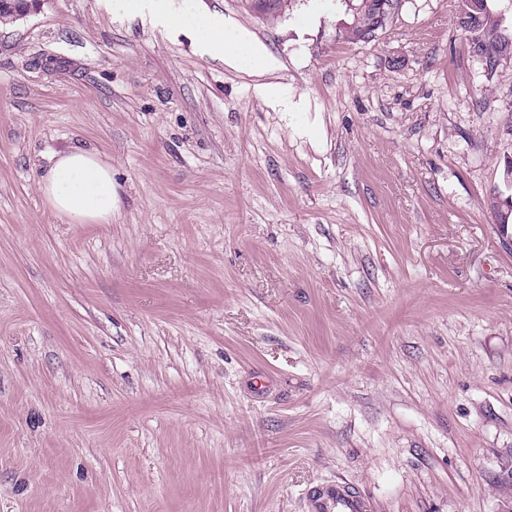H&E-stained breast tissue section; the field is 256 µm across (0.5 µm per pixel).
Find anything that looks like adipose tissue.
<instances>
[{
  "instance_id": "adipose-tissue-1",
  "label": "adipose tissue",
  "mask_w": 512,
  "mask_h": 512,
  "mask_svg": "<svg viewBox=\"0 0 512 512\" xmlns=\"http://www.w3.org/2000/svg\"><path fill=\"white\" fill-rule=\"evenodd\" d=\"M132 9L150 10L157 25L192 29L200 42L224 54L226 64L254 73L275 68L272 56L238 24L186 11L179 0H131ZM51 210L70 224H108L116 208L112 165L80 147L55 153L40 181Z\"/></svg>"
}]
</instances>
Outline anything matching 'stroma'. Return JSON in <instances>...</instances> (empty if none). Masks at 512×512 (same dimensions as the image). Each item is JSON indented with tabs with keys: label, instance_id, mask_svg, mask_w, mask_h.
<instances>
[{
	"label": "stroma",
	"instance_id": "35a3bbf8",
	"mask_svg": "<svg viewBox=\"0 0 512 512\" xmlns=\"http://www.w3.org/2000/svg\"><path fill=\"white\" fill-rule=\"evenodd\" d=\"M277 61L259 78L128 0L0 23V512H500L512 463V61L459 0H190ZM272 82L306 109L257 96ZM112 165L68 224L50 156ZM458 25L469 33V49L487 72L507 59L512 60V36L502 32L501 21L486 8V0H461ZM41 177L40 189L51 210L68 224H108L117 207L112 165L80 147L56 152ZM309 500L314 512H372L369 499L344 482L312 490Z\"/></svg>",
	"mask_w": 512,
	"mask_h": 512
}]
</instances>
